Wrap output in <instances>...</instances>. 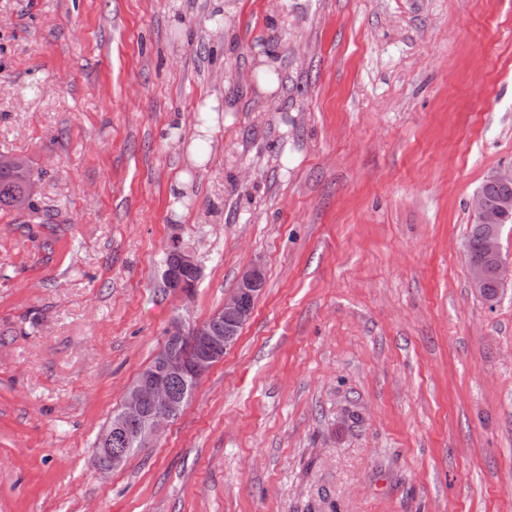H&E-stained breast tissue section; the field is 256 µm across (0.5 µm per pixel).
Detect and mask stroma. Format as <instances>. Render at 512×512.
I'll return each mask as SVG.
<instances>
[{"instance_id":"obj_1","label":"stroma","mask_w":512,"mask_h":512,"mask_svg":"<svg viewBox=\"0 0 512 512\" xmlns=\"http://www.w3.org/2000/svg\"><path fill=\"white\" fill-rule=\"evenodd\" d=\"M225 1L0 0V154L37 182L0 210V512H512V286L464 259L512 165V0ZM254 262L236 345L93 469L172 322ZM199 117L198 120L202 121L197 130L204 135V138L209 137L217 128L219 123L218 112H224V107L216 98H208L204 101L203 106L198 107ZM199 136L192 140L187 147L188 153L196 162H203L206 159L207 142ZM172 252V258L163 272V281L166 287L172 291L173 294L185 298L190 296L191 284H196L191 281L190 277L198 278L200 275V268L197 265L194 257L182 248L168 249L167 253Z\"/></svg>"}]
</instances>
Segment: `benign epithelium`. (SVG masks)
I'll list each match as a JSON object with an SVG mask.
<instances>
[{
  "label": "benign epithelium",
  "mask_w": 512,
  "mask_h": 512,
  "mask_svg": "<svg viewBox=\"0 0 512 512\" xmlns=\"http://www.w3.org/2000/svg\"><path fill=\"white\" fill-rule=\"evenodd\" d=\"M473 219L490 229L484 242V256L474 260L465 256L470 285L483 294L488 278L495 279L499 288L512 281V262L502 253L501 229L504 215L512 211V197L505 198L500 206H489L481 194L471 202ZM200 275L194 257L186 250H172V258L163 272V281L173 294L190 296L191 278ZM265 284L261 264L253 263L240 274L237 288L224 297L221 315H228L231 323L224 328V335L214 336L208 327L199 324L191 328L190 340L195 354L188 358L179 351L184 333L178 325L173 331L179 335L169 339L153 361L138 375L126 391L120 409L112 415L109 427L98 448L102 471L116 470L127 460L126 449L111 447L112 438L120 436L139 448H150L164 427L178 416L189 401L187 386L205 377L224 357V351L234 346L238 335L252 314V303L258 298Z\"/></svg>",
  "instance_id": "7a95c632"
}]
</instances>
